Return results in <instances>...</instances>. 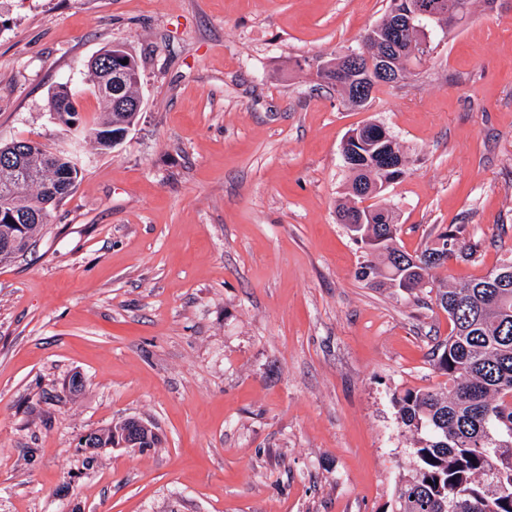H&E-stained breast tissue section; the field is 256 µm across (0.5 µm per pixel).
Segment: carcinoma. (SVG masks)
Returning <instances> with one entry per match:
<instances>
[{
    "label": "carcinoma",
    "instance_id": "cac0c4a2",
    "mask_svg": "<svg viewBox=\"0 0 512 512\" xmlns=\"http://www.w3.org/2000/svg\"><path fill=\"white\" fill-rule=\"evenodd\" d=\"M435 26L436 21L426 18L421 29L404 35V45L409 47L399 60L404 72L430 57ZM376 70L374 56L363 59L351 86H363L372 93L381 86ZM89 76L91 92L105 112V118L92 128L94 143L108 151L112 135L124 131L123 124L135 123L137 113L115 108L108 96L98 93L99 67H89ZM82 92L76 86L58 84L50 94L52 112L75 118V99ZM380 130L379 124H364L359 140L344 142L341 151L353 178L337 217L343 224L352 221L348 229L366 249L357 276L409 295L430 281L436 288V304L453 324L450 336L439 341L434 352L435 366L446 376L444 385L408 390L396 398L400 420L416 432L417 439L414 469L396 487L393 512H512V262L479 280L450 288L433 271L451 258L471 257L473 244L444 230L415 256L394 247V208L388 204L356 206L358 201L381 195L385 186L407 174L405 168L381 170L377 157ZM78 175L77 164L60 161L38 144L21 170L11 172L0 166V213L34 214L22 223V231L0 218V263L23 252L8 249L4 242L17 231L34 240L49 223L52 210L75 188ZM54 178L63 188L59 198L45 207L43 186ZM125 426L123 421L97 429L94 439L100 446H109Z\"/></svg>",
    "mask_w": 512,
    "mask_h": 512
}]
</instances>
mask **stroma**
<instances>
[{
    "label": "stroma",
    "mask_w": 512,
    "mask_h": 512,
    "mask_svg": "<svg viewBox=\"0 0 512 512\" xmlns=\"http://www.w3.org/2000/svg\"><path fill=\"white\" fill-rule=\"evenodd\" d=\"M388 8L0 0V144L69 146L50 91L113 45L143 99L120 146L80 138L75 189L0 264V512H391L416 440L394 399L444 383L452 325L428 287L357 278L342 143L376 122L401 145L398 248L475 244L439 277L512 260V8L475 6L416 76L346 106L313 65ZM132 417L161 444L79 447Z\"/></svg>",
    "instance_id": "1"
}]
</instances>
